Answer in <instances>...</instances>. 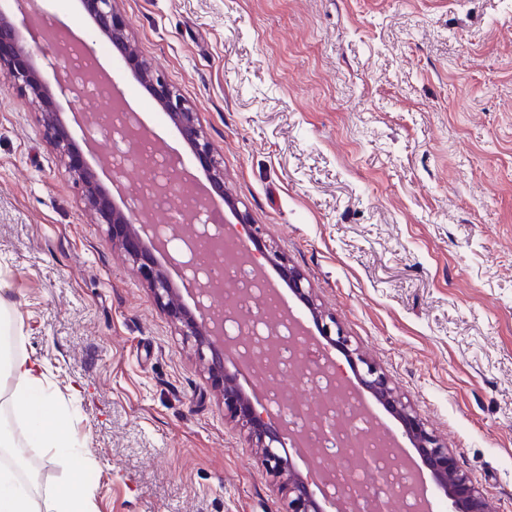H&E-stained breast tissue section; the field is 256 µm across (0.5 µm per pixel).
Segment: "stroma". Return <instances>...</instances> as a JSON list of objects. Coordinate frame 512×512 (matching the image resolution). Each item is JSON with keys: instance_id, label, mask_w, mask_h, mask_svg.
<instances>
[{"instance_id": "obj_1", "label": "stroma", "mask_w": 512, "mask_h": 512, "mask_svg": "<svg viewBox=\"0 0 512 512\" xmlns=\"http://www.w3.org/2000/svg\"><path fill=\"white\" fill-rule=\"evenodd\" d=\"M88 37L78 0H47ZM190 102L231 206L512 512V0H118ZM149 138L203 170L113 48ZM0 301L64 411L47 499L79 464L91 512H284L246 430L0 70Z\"/></svg>"}]
</instances>
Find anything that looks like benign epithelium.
<instances>
[{"instance_id": "7a95c632", "label": "benign epithelium", "mask_w": 512, "mask_h": 512, "mask_svg": "<svg viewBox=\"0 0 512 512\" xmlns=\"http://www.w3.org/2000/svg\"><path fill=\"white\" fill-rule=\"evenodd\" d=\"M26 2L17 0L23 15L22 27L29 35L27 39L4 11H0V68L11 72L18 90L40 112L44 137L57 151L74 182L81 187L85 209L95 223L107 225L112 245L123 250L156 303L180 324L183 335L193 338L199 361L222 394L225 411L232 420L248 430L255 455L266 474L284 493L287 500L285 512H323L316 499V491L292 460L279 453V449L285 445L284 430L264 416L234 379L224 372L225 354L235 353L237 342L224 336L223 321L214 319L206 308L208 270L195 263L196 239L210 235L209 224L203 220L204 213L209 210L208 203L193 199L186 202L198 221L196 236L182 239L181 247L171 253L167 243L174 235L173 228L137 217L129 202L134 191L121 180V164L113 163L112 184L116 186L118 195H112L100 184L80 153L62 113L56 109L57 99H66L77 94L80 87L94 84L99 76L98 69L77 75L71 70L68 58H61L55 53L53 57L58 62L51 65L55 70V83L52 86L47 84L42 77V68L46 66L48 54L37 46L40 29L32 21L31 12L25 10ZM80 3L93 21V35L107 38L121 60L136 70L139 82L198 158L214 191L224 196L223 167L204 135L197 113L163 75L143 60L138 47L129 37L128 22L117 8V0H80ZM109 128L127 143L129 150L126 158L136 159L138 138L141 136V122L137 114L127 112L125 119H117ZM182 181V172L178 169H160L144 186L147 196L140 199V209L144 211L167 202L181 192ZM117 196L124 199L123 205L116 203ZM232 210L247 239L260 242L261 228L252 223L249 215L241 212L237 206H232ZM155 252L165 254L168 264L180 272H191L193 280L184 278L182 282L186 291L196 298L195 312L186 310L180 289L172 284L167 270L158 265L153 256ZM277 268L288 281L289 288L304 299L307 309L320 326L321 334L332 346L346 353L353 365H361L358 371L361 385L399 419L403 436L419 451L424 466L431 473L435 489L451 502V512H492L490 503L460 467L446 444L428 431L413 408L401 400L386 374L358 349L351 348L350 340L344 336L336 318L314 303L303 286L301 274L282 259Z\"/></svg>"}]
</instances>
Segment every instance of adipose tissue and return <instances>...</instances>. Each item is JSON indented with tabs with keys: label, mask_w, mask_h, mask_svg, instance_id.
Segmentation results:
<instances>
[{
	"label": "adipose tissue",
	"mask_w": 512,
	"mask_h": 512,
	"mask_svg": "<svg viewBox=\"0 0 512 512\" xmlns=\"http://www.w3.org/2000/svg\"><path fill=\"white\" fill-rule=\"evenodd\" d=\"M11 321L0 309V386L11 385L10 413L27 428L16 436L0 423V512H43L30 480L22 475L20 446L56 448L60 445L61 410L43 388V366L39 361L15 356L9 336Z\"/></svg>",
	"instance_id": "obj_1"
}]
</instances>
